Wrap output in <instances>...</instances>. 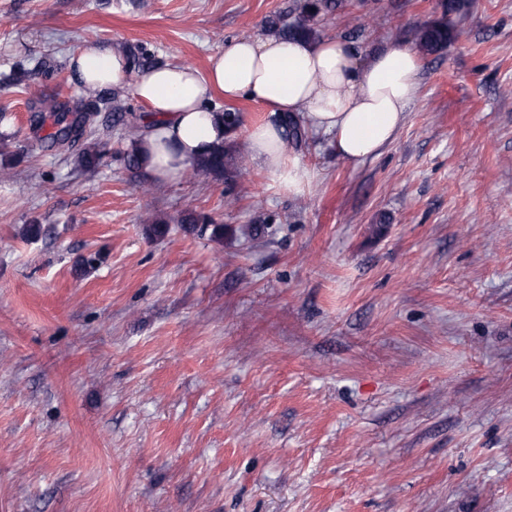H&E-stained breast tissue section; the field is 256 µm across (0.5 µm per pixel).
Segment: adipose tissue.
<instances>
[{
    "instance_id": "1",
    "label": "adipose tissue",
    "mask_w": 512,
    "mask_h": 512,
    "mask_svg": "<svg viewBox=\"0 0 512 512\" xmlns=\"http://www.w3.org/2000/svg\"><path fill=\"white\" fill-rule=\"evenodd\" d=\"M418 53L394 43L362 58L349 42L324 39H242L211 56L206 72L187 65L157 66L132 74L125 53L84 43L70 59L81 86L94 92L131 87L146 105L150 126L132 146L140 166L162 181L189 172L225 144L224 115L209 103L247 98L271 113L301 115L310 130L330 138L343 161L356 165L391 143L419 92ZM283 131L272 122L248 128L245 149L276 173L286 160Z\"/></svg>"
}]
</instances>
